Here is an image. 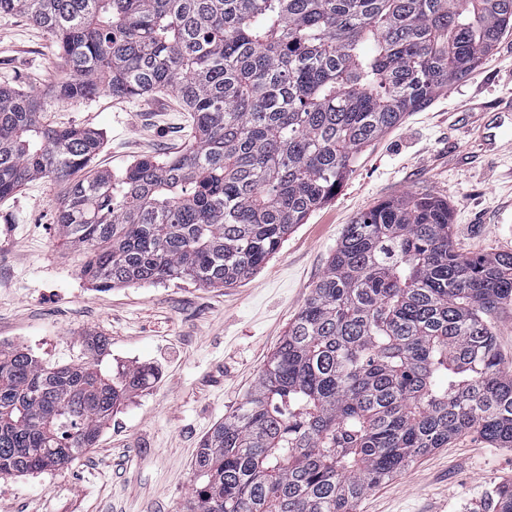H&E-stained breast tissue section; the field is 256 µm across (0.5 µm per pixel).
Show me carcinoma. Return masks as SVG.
Listing matches in <instances>:
<instances>
[{
  "label": "carcinoma",
  "mask_w": 512,
  "mask_h": 512,
  "mask_svg": "<svg viewBox=\"0 0 512 512\" xmlns=\"http://www.w3.org/2000/svg\"><path fill=\"white\" fill-rule=\"evenodd\" d=\"M47 33L64 75L0 88V200L60 188L56 224L96 288L231 285L336 196L355 155L465 79L512 0H0ZM170 91L186 148L115 173L100 135L48 111ZM448 202L410 195L346 225L258 382L202 440L189 512H354L372 488L474 432L512 449V369L490 317L512 252L452 243ZM109 340L49 366L0 348V477L63 468L150 377L100 369ZM512 512V483L496 490Z\"/></svg>",
  "instance_id": "cac0c4a2"
}]
</instances>
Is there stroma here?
Returning <instances> with one entry per match:
<instances>
[{
  "mask_svg": "<svg viewBox=\"0 0 512 512\" xmlns=\"http://www.w3.org/2000/svg\"><path fill=\"white\" fill-rule=\"evenodd\" d=\"M61 63L48 36L0 17V85L39 90ZM512 33L480 66L358 153L336 196L297 225L255 274L223 288L185 282L100 290L82 279L80 252L55 221L47 180L0 200V347L23 346L60 365L77 362L87 334L107 336L101 368L152 370L116 407L94 448L67 467L0 478V512H186L205 435L257 383L336 251L346 224L389 199L428 194L452 211L455 248L512 252ZM51 119L103 134L94 167L124 170L180 150L189 127L171 94L132 101L100 92ZM497 131L486 152L482 133ZM512 481V450L477 435L419 457L362 497L354 512H493Z\"/></svg>",
  "mask_w": 512,
  "mask_h": 512,
  "instance_id": "obj_1",
  "label": "stroma"
}]
</instances>
